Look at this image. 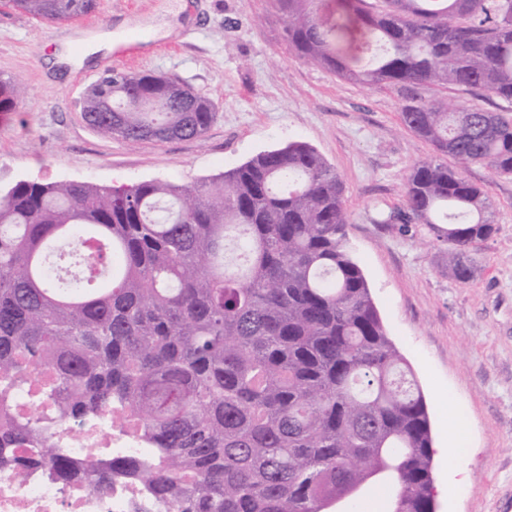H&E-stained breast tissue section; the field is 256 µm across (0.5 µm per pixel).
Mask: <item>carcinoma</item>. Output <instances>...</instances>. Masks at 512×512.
Here are the masks:
<instances>
[{"label":"carcinoma","instance_id":"1","mask_svg":"<svg viewBox=\"0 0 512 512\" xmlns=\"http://www.w3.org/2000/svg\"><path fill=\"white\" fill-rule=\"evenodd\" d=\"M51 24L95 0H9ZM299 57L338 77L405 92L402 125L435 156L416 163L404 217L448 246L462 283L491 238L488 191L463 174L512 176V118L424 99L455 85L512 108V0H345L366 33L350 55L345 21L314 0H276ZM155 72L102 76L84 118L108 138H199L214 103ZM21 84L0 80V118ZM452 157L450 168L440 157ZM343 185L301 142L266 150L212 181L135 185L22 179L0 189V398L50 375L58 425L121 408L150 443L143 460L78 468L34 417L0 424L17 470L46 465L101 488L112 471L147 474L186 512H322L372 483L392 512H435L425 397L389 339L346 239ZM83 238L84 250L58 243Z\"/></svg>","mask_w":512,"mask_h":512}]
</instances>
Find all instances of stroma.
<instances>
[{
	"mask_svg": "<svg viewBox=\"0 0 512 512\" xmlns=\"http://www.w3.org/2000/svg\"><path fill=\"white\" fill-rule=\"evenodd\" d=\"M127 23L134 53L86 56L88 38ZM176 76L212 99L217 117L195 139L130 145L96 133L80 112L106 70ZM0 78L24 88L0 121V187L19 179L131 185L211 180L260 152L301 141L343 182L348 244L386 330L428 405L436 512H512V177L484 164L466 178L487 189L496 230L473 279L448 273V248L395 219L411 167L431 155L400 122L399 90L355 84L300 59L274 0H98L94 13L43 23L0 5ZM468 424L449 457L448 413Z\"/></svg>",
	"mask_w": 512,
	"mask_h": 512,
	"instance_id": "obj_1",
	"label": "stroma"
}]
</instances>
